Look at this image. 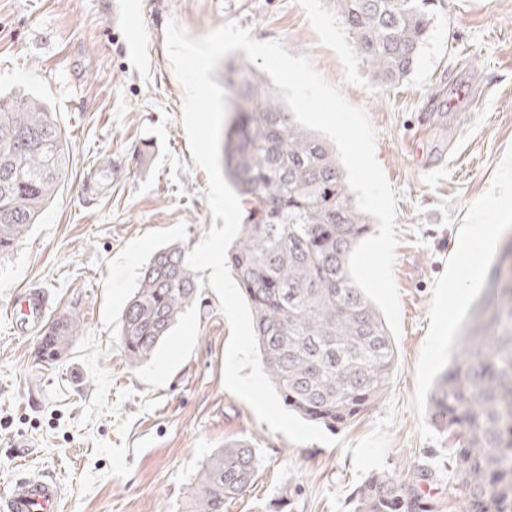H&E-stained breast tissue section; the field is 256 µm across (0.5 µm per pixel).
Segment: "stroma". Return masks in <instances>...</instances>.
Instances as JSON below:
<instances>
[{"instance_id": "35a3bbf8", "label": "stroma", "mask_w": 512, "mask_h": 512, "mask_svg": "<svg viewBox=\"0 0 512 512\" xmlns=\"http://www.w3.org/2000/svg\"><path fill=\"white\" fill-rule=\"evenodd\" d=\"M171 19L195 38L235 22L255 40L282 41L366 113L397 198L401 331L382 397L335 435L356 442L397 404L386 474L410 479L434 512H463L452 442L430 426L427 405L512 236L502 168L512 158V0H440L414 72L386 87L362 65L333 0H0V92L43 99L69 154L38 224L0 258V492L27 462L62 485L64 512H191L206 459L248 438L261 467L224 512H256L282 494L291 512H352V455L293 444L225 388L230 326L209 271L151 361L133 366L121 351L141 265L166 244L193 250L213 223L166 49ZM104 159L112 183L87 199L84 176ZM481 210L498 231L461 281L457 254L477 238ZM35 286L49 291L54 316L82 325L49 368L35 361L37 335L8 316Z\"/></svg>"}]
</instances>
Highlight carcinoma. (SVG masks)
<instances>
[{
	"instance_id": "1",
	"label": "carcinoma",
	"mask_w": 512,
	"mask_h": 512,
	"mask_svg": "<svg viewBox=\"0 0 512 512\" xmlns=\"http://www.w3.org/2000/svg\"><path fill=\"white\" fill-rule=\"evenodd\" d=\"M355 50L379 85L408 77L431 35L435 0H334ZM224 176L242 199L228 266L252 314L261 363L281 403L329 430L383 395L395 344L374 304L351 282L348 259L372 230L329 143L295 120L252 67L229 68ZM66 139L46 103L0 96V254L21 241L60 188ZM187 251L156 250L141 266L120 319L127 361L150 360L200 294ZM478 306L479 321L438 374L431 425L455 439L466 512H512V245ZM82 331L63 320L38 344L51 366ZM260 469L251 441L224 443L194 483L193 512H224ZM353 512H431L404 478L366 477Z\"/></svg>"
}]
</instances>
